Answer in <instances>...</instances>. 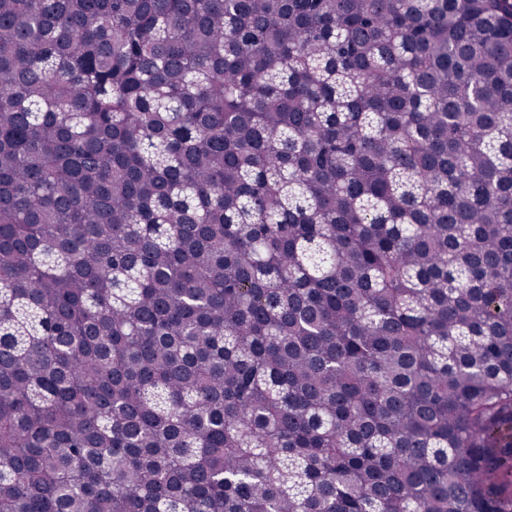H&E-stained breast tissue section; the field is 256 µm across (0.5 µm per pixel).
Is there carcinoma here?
Returning <instances> with one entry per match:
<instances>
[{"label":"carcinoma","instance_id":"cac0c4a2","mask_svg":"<svg viewBox=\"0 0 512 512\" xmlns=\"http://www.w3.org/2000/svg\"><path fill=\"white\" fill-rule=\"evenodd\" d=\"M512 0H0V512H512Z\"/></svg>","mask_w":512,"mask_h":512}]
</instances>
